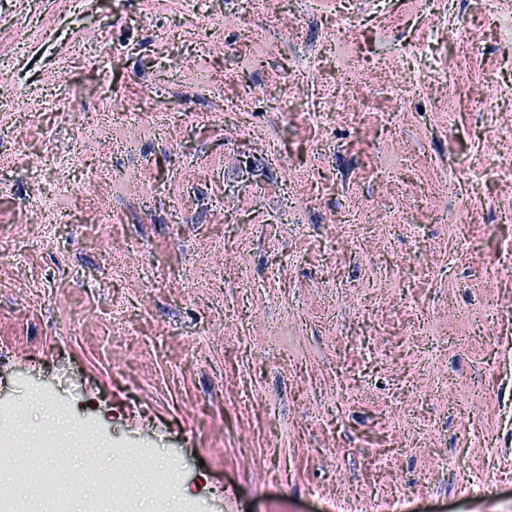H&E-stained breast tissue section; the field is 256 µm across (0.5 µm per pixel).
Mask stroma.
Returning <instances> with one entry per match:
<instances>
[{"instance_id": "stroma-1", "label": "stroma", "mask_w": 512, "mask_h": 512, "mask_svg": "<svg viewBox=\"0 0 512 512\" xmlns=\"http://www.w3.org/2000/svg\"><path fill=\"white\" fill-rule=\"evenodd\" d=\"M499 265L512 0H0V433L73 461L35 512H512ZM123 453L182 496L72 470Z\"/></svg>"}]
</instances>
